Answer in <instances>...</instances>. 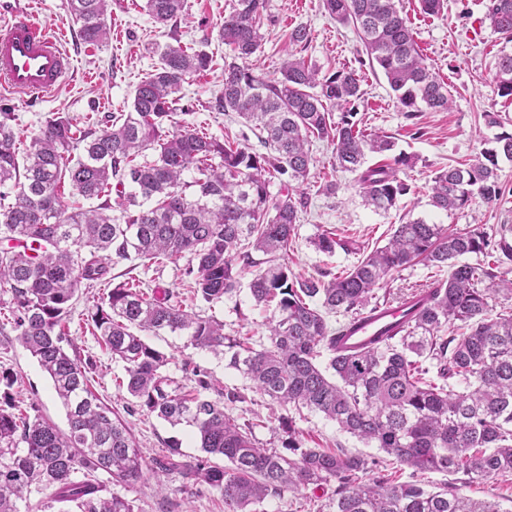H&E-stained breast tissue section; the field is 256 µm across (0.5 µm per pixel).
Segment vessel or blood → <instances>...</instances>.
Instances as JSON below:
<instances>
[{"label":"vessel or blood","instance_id":"b4317fda","mask_svg":"<svg viewBox=\"0 0 512 512\" xmlns=\"http://www.w3.org/2000/svg\"><path fill=\"white\" fill-rule=\"evenodd\" d=\"M71 69L58 36L28 9L14 6L0 26V86L12 94L44 96L55 91Z\"/></svg>","mask_w":512,"mask_h":512}]
</instances>
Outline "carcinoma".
Instances as JSON below:
<instances>
[{
  "label": "carcinoma",
  "mask_w": 512,
  "mask_h": 512,
  "mask_svg": "<svg viewBox=\"0 0 512 512\" xmlns=\"http://www.w3.org/2000/svg\"><path fill=\"white\" fill-rule=\"evenodd\" d=\"M111 0H66L83 41L108 40ZM325 11L353 28L369 63L383 72L397 104L412 114L452 105L448 85L431 72L413 28L396 0H323ZM160 25L182 15L186 0H146ZM265 0H236L224 15L220 40L233 56L224 63V86L208 108L246 120L264 151L221 141L188 126L171 129L181 90L195 74L211 70L204 49L166 45L160 64L134 91L127 111L105 116L101 131L82 129L63 112L49 117L29 147L20 150L14 113L0 110V288L11 295V328L53 383L67 412L68 430L39 416L16 415L14 377L0 375V512H134L132 501L108 489L100 474L131 486L144 477L145 460L128 428L92 390L89 364L63 347V326L81 287L110 284L112 265L151 264L184 254L191 288L218 303L240 287L253 267L248 289L268 311V344L227 336L224 322L189 312L169 297L148 293L135 279L100 297L91 311L92 334L124 363L121 385L148 411L173 426L194 429L204 457L182 461L177 453L155 460L156 470L179 471L218 489L224 512H257L285 490L336 483L332 512H501L494 500L475 499L461 487L512 475V310L495 311L493 299H512V279L500 271L512 260V240L493 243L483 231H454L415 219L399 224L387 243L372 250L324 230L316 250L359 255L350 268L323 269L302 277L288 266L303 186L313 159L311 139L333 145L335 167L357 175L365 201L387 212L410 187L399 177L416 157L399 153L378 166L367 156H386L394 137L366 135L354 121L363 97L353 71L319 77L315 65L288 54L279 76L254 71L249 60L262 49ZM485 19L512 41V0H489ZM498 94L512 98V54L499 57ZM342 110L339 121L332 110ZM485 161L442 169L432 178L430 205L460 210L474 196L499 197L497 158L512 160V134L496 137ZM151 150L153 160L137 161ZM193 170L198 177L184 180ZM280 190L269 191L271 179ZM95 207L68 208L61 187ZM135 189L126 193V186ZM116 195L121 216L108 213ZM13 201H8V198ZM264 255L260 262L252 253ZM481 254L475 263L460 261ZM242 266H237V260ZM450 268L446 280L413 291L408 318L386 336L358 349L338 343L354 320L388 303L379 295L388 280L415 264ZM344 318L337 328L325 316ZM185 334L196 348L222 354L271 402L307 409L411 470L401 481L384 460L341 448H305L288 421L284 451L258 446L253 424L230 416L224 404L202 394L209 382L183 391L171 387L167 356L143 334ZM221 456L224 466L210 462ZM457 476L437 491L419 477ZM50 489L36 504L31 495ZM26 504V510L19 503Z\"/></svg>",
  "instance_id": "obj_1"
}]
</instances>
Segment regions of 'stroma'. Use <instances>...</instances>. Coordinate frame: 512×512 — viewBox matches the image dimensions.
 <instances>
[{"mask_svg": "<svg viewBox=\"0 0 512 512\" xmlns=\"http://www.w3.org/2000/svg\"><path fill=\"white\" fill-rule=\"evenodd\" d=\"M21 2L33 6L55 32L64 34V48L71 56L73 70L59 89L44 97H0V108L15 114L13 127L20 147L30 144L51 113H68L83 127L99 124L105 115L125 111L136 85L158 66L159 47L167 44L204 47L213 52L215 59L210 71L191 76L184 83L183 101L192 110L186 115L177 114V124L205 127L220 140L246 132L238 114L207 108L223 88L224 61L231 56L218 37V28L233 0H187V15L162 27L155 25L145 12V0H112L108 18L112 37L100 46L85 44L78 38L64 0ZM399 2L412 22L427 64L448 85L453 98L449 110L425 108L415 116H407L397 105L385 76L370 67L353 29L331 18L322 0H266L264 41L253 60L254 67L268 76H277L289 51V31L305 27L310 41L303 55L316 65L320 75L345 69L360 76L364 96L356 104L359 129L393 136L398 150L418 159L414 168L400 173L411 187L409 194L396 209L383 213L366 205L354 174L334 168L331 145L312 141L313 166L305 187L309 205L299 215L297 236L288 253V265L295 274L313 275L324 268L337 272L356 262L355 254L340 249L329 255L314 248L312 238L326 229L374 246L386 242L392 225L422 218L454 230L478 228L494 241L503 236L512 238V160H498V181L503 192L492 202L477 197L468 207L446 213L430 206L428 192L436 171L481 161L485 152L496 148L499 134L512 132V99L499 96L495 81L498 59L512 53V42L485 22L487 0H445L443 10L435 16L423 14L418 0ZM487 112L499 113L501 125L487 126L483 118ZM328 182L336 183L335 194L323 193L322 187ZM187 266L184 257L149 266L121 261L112 267V280L119 283L136 277L146 287L166 290L173 301L186 309L223 321L226 335L247 334L255 341H264L265 313L255 305L248 288L238 289L219 303H206L193 296ZM99 297V289H84L74 300L65 329L67 352L93 364L96 393L128 426L145 458L174 449L188 457L201 456L190 428L171 426L117 387V379L125 375L123 364L98 343L87 324V316ZM147 341L167 355L166 372L175 385L191 389L197 387L199 380H206L210 384L206 394L213 400L221 399L231 389L244 393L246 402L226 404L225 410L238 420H254L253 435L261 447L283 448L288 434L282 421L289 417L301 431L305 447L339 445L352 453L371 451L370 446L320 414L306 410L294 414L269 404L242 373L229 366L224 356L193 347L187 336L163 333L148 336ZM1 372L16 375L11 392L29 414L66 428V413L54 395L49 376L9 328L0 331ZM110 488L131 500L135 512H224L219 490L204 483L189 484L175 471L147 474L132 486L114 482ZM330 495V490L312 487L299 492L287 490L265 500L258 512H328Z\"/></svg>", "mask_w": 512, "mask_h": 512, "instance_id": "stroma-1", "label": "stroma"}]
</instances>
